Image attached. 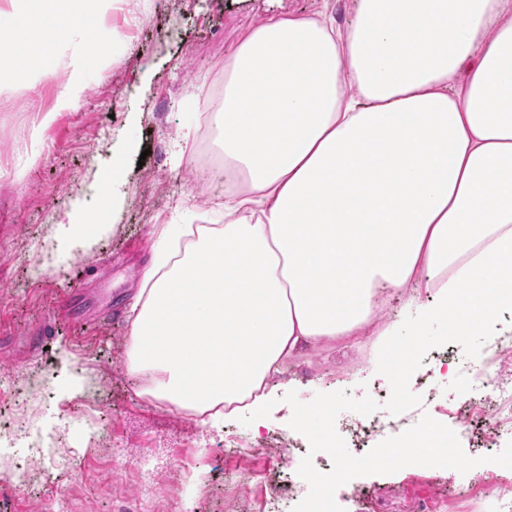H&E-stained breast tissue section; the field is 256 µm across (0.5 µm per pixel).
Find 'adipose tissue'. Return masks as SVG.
Masks as SVG:
<instances>
[{
	"instance_id": "obj_1",
	"label": "adipose tissue",
	"mask_w": 512,
	"mask_h": 512,
	"mask_svg": "<svg viewBox=\"0 0 512 512\" xmlns=\"http://www.w3.org/2000/svg\"><path fill=\"white\" fill-rule=\"evenodd\" d=\"M18 16L68 26L74 0ZM208 109L231 194L220 224H169L129 323L156 400L261 414L288 355L424 288L411 332L475 336L512 310V0H357L246 32Z\"/></svg>"
}]
</instances>
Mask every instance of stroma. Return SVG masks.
Wrapping results in <instances>:
<instances>
[{"label": "stroma", "instance_id": "35a3bbf8", "mask_svg": "<svg viewBox=\"0 0 512 512\" xmlns=\"http://www.w3.org/2000/svg\"><path fill=\"white\" fill-rule=\"evenodd\" d=\"M357 0H77L67 42L37 29L34 54L5 50L26 0H0V69L15 86L0 93V320L14 337L0 346V379H10L30 406H46L41 428L73 464L23 471L0 463V512H32L43 494L69 496L71 512H140L133 494L137 463L149 457L164 512H250L233 498L239 464L277 479L302 434L289 427L286 390L301 400L332 392L347 378L363 397L383 382L378 334L409 314L406 298L385 294L375 321L351 337L291 355L264 428L244 411L219 424L161 405L141 394L127 367L128 318L154 242L168 224H217L224 215L222 171L196 173L193 148L204 104L224 87V58L242 34L271 19L323 12L337 26L352 19ZM92 29L101 49H84ZM75 76L78 92L61 96ZM110 225L85 246L68 224ZM79 289L89 321L74 325L57 303ZM55 330L46 350L29 355L23 336L47 313ZM265 438L247 461L232 453L231 434ZM122 453L105 463L104 450ZM488 465L468 473L408 466L391 475L353 479L338 488L344 512H437L439 496L455 495L454 512H482ZM365 500L353 506L352 488Z\"/></svg>", "mask_w": 512, "mask_h": 512}]
</instances>
